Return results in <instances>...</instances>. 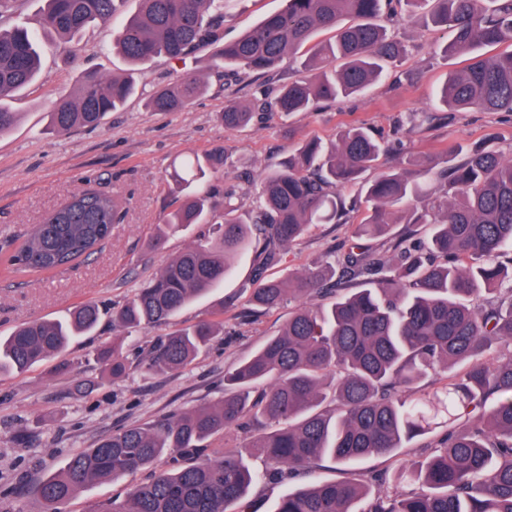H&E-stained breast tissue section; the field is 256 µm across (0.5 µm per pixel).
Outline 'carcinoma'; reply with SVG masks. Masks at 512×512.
<instances>
[{
    "mask_svg": "<svg viewBox=\"0 0 512 512\" xmlns=\"http://www.w3.org/2000/svg\"><path fill=\"white\" fill-rule=\"evenodd\" d=\"M123 0H44L43 29L0 28V133L18 114L5 100L41 74L42 56L54 43L72 40L92 25L112 21ZM139 9L112 32V47L133 67L161 55L186 56L217 46L212 69L234 65L265 73L306 48L302 74L269 91L258 88L250 104L232 102L224 127L249 123L257 112L287 116L366 91L405 53L375 19L393 0H285L232 40H224V0H138ZM412 15L445 28L443 56L469 55L450 71L437 99L446 112H512V0H404ZM336 29V39L311 44ZM509 49L485 56L502 44ZM343 60L341 68L334 62ZM195 74L159 87L147 105L176 112L200 95ZM135 92L129 78L94 71L74 96L50 115L49 131L65 136L96 126ZM386 147L360 125H347L333 148L315 139L298 144L262 178V192L242 216L234 194L224 192L217 212L199 190L224 156L194 158L173 180L181 204L156 225L149 247L194 224L207 234L145 281L112 319L122 334L169 322L204 292L224 282L230 262L262 242L248 304L273 309L293 296L304 300L285 326L246 360L224 373V400L131 426L73 455L38 481L33 494L42 512L61 506L94 480L115 479L152 466L169 450L203 448L231 427L254 426L234 448L202 462L153 472L118 508L107 512H227L257 480L249 460L264 457L266 472L299 475L328 459L340 470L374 457H393L422 438V452L392 473L317 481L282 496L275 512H512V160L474 149L452 170L451 196L422 199L418 178L434 162L407 155L365 187L366 215L359 239L394 224H426V241L388 258L352 247L343 259L286 277L265 267L311 224L348 216L340 188L358 182ZM122 219L121 205L104 192L83 189L48 213L8 257L16 272H56L99 250ZM359 280L362 287L327 304L326 285ZM100 309L92 302L68 318L34 320L0 336V374H22L60 354L71 337L93 332ZM222 320H200L173 330L151 352L147 369L168 373L186 366L217 336ZM118 377L126 371L119 343L96 354ZM433 378V388L421 383ZM408 481L416 489L389 490Z\"/></svg>",
    "mask_w": 512,
    "mask_h": 512,
    "instance_id": "obj_1",
    "label": "carcinoma"
}]
</instances>
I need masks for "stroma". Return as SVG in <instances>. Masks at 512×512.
Segmentation results:
<instances>
[{"label": "stroma", "mask_w": 512, "mask_h": 512, "mask_svg": "<svg viewBox=\"0 0 512 512\" xmlns=\"http://www.w3.org/2000/svg\"><path fill=\"white\" fill-rule=\"evenodd\" d=\"M281 6V0H229L226 38L237 37ZM380 22L408 49L385 80L366 94L323 102L284 121L258 114L250 125L236 130L225 129L220 119L225 106L250 100L257 86L275 87L294 77V64H284L275 73L229 69L220 76L209 68L210 49L180 58L161 56L132 74L135 94L106 115L100 127L55 138L47 132L49 114L60 99L74 94L83 71L94 69L107 77L128 72L123 58L112 50L108 23L85 30L74 50L44 55L42 76L9 103L19 114L17 123L0 134V250L12 251L32 225L84 188L111 192L125 217L113 225L112 237L100 251L66 270L43 275L0 271V336L32 320L64 318L87 301L103 311L96 330L76 337L60 356L64 362L76 361V368L58 373L50 360L21 375H0V512H40L42 505L30 488L113 431L223 400L225 370L276 333L296 308L291 300L272 310H252L244 293L254 259L249 252L236 261L219 288L170 323L137 334L127 348L124 375L111 376L88 361V353L111 345L117 334L112 310L208 230L199 224L172 236L162 250L147 249L156 225L181 202L171 175L183 162L225 154L226 169L209 172L206 182L218 190L216 204H223V190L232 188L239 205L247 207L257 199L263 175L289 149L313 138L334 146L347 123L365 125L385 143L425 157L442 159L487 143L512 158V113L444 112L437 107L435 92L446 74L465 65L461 57L444 60L431 54L433 44L448 39L447 30L408 18L400 10ZM190 73L203 78V95L177 112L147 107L155 88ZM363 217L358 209L339 222L310 225L270 267V275L313 269L329 256L343 254ZM219 310L224 330L207 350L179 371H148L144 357L159 338ZM149 475L144 468L91 482L63 512H91L99 504L122 503ZM336 476L329 461L303 480L260 479L248 495L251 512H273L279 498L304 481Z\"/></svg>", "instance_id": "35a3bbf8"}]
</instances>
